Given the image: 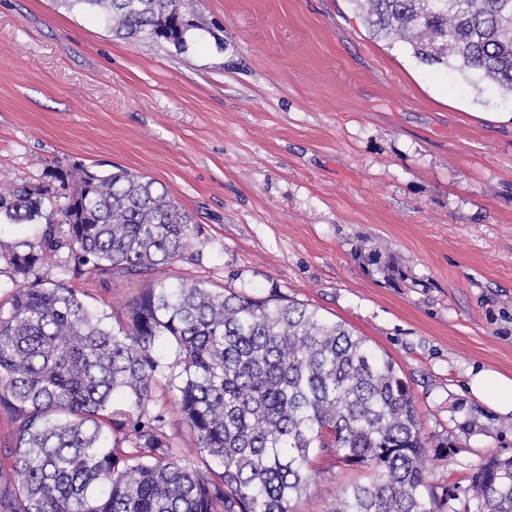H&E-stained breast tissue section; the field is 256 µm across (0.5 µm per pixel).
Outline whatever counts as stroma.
I'll return each instance as SVG.
<instances>
[{
    "instance_id": "1",
    "label": "stroma",
    "mask_w": 512,
    "mask_h": 512,
    "mask_svg": "<svg viewBox=\"0 0 512 512\" xmlns=\"http://www.w3.org/2000/svg\"><path fill=\"white\" fill-rule=\"evenodd\" d=\"M188 47L128 42L60 0H0V187L47 163L162 183L194 242L156 276L307 304L393 359L431 479L475 512L472 474L512 456L506 417L467 390L512 376V101L371 37L350 0H199ZM378 242L407 279L368 275ZM122 315L144 279L74 276ZM295 512H328L366 471L323 458Z\"/></svg>"
}]
</instances>
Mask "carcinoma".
Here are the masks:
<instances>
[{"label":"carcinoma","mask_w":512,"mask_h":512,"mask_svg":"<svg viewBox=\"0 0 512 512\" xmlns=\"http://www.w3.org/2000/svg\"><path fill=\"white\" fill-rule=\"evenodd\" d=\"M63 2L127 41L188 47L195 0ZM350 2L372 36L512 97V0ZM44 178L0 191V222L43 225L4 254L0 409L17 428L0 512H293L322 456L369 472L330 512H443L453 493L428 484L427 460L430 448L448 456V441L425 433L392 359L303 303L153 278L194 241L191 217L156 180L55 163ZM52 256L78 276L149 285L114 327L70 282L43 279ZM356 256L369 274L406 280L378 244ZM162 381L194 460L150 408ZM114 431L129 447H112ZM466 493L477 512H512V457L486 460Z\"/></svg>","instance_id":"cac0c4a2"}]
</instances>
